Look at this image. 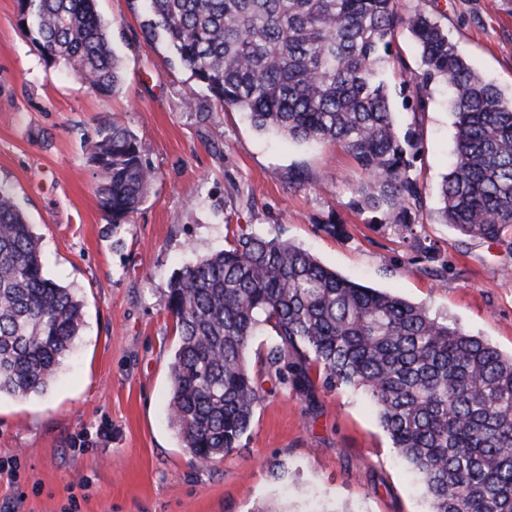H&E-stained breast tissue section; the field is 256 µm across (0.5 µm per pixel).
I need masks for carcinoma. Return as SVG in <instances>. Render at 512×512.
I'll return each instance as SVG.
<instances>
[{
	"mask_svg": "<svg viewBox=\"0 0 512 512\" xmlns=\"http://www.w3.org/2000/svg\"><path fill=\"white\" fill-rule=\"evenodd\" d=\"M144 39L162 41L224 108L298 142L336 144L363 172L350 207L378 224H417V130L400 131L386 68L404 27L419 66L401 91L423 112L432 87L453 92L455 151L439 190L442 223L512 254V98L460 54L441 19L401 0H144ZM20 28L48 66L94 94L116 92L121 60L96 0H17ZM91 161L113 226L145 202L154 172L117 119L98 129ZM178 341L170 418L183 447L213 464L238 448L264 382L305 397L363 390L393 448L417 472L431 512H512V356L429 310L338 275L312 253L244 229L200 256L167 290ZM83 327V303L47 277L42 244L0 182V395L44 393ZM275 336L260 374L247 351Z\"/></svg>",
	"mask_w": 512,
	"mask_h": 512,
	"instance_id": "obj_1",
	"label": "carcinoma"
}]
</instances>
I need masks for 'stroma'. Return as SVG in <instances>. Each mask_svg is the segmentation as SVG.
I'll use <instances>...</instances> for the list:
<instances>
[{"instance_id":"35a3bbf8","label":"stroma","mask_w":512,"mask_h":512,"mask_svg":"<svg viewBox=\"0 0 512 512\" xmlns=\"http://www.w3.org/2000/svg\"><path fill=\"white\" fill-rule=\"evenodd\" d=\"M466 60L512 95V0H438ZM124 81L109 95L46 66L23 36L16 0H0V182L42 238L48 277L73 288L84 325L48 390L0 396V512H429L417 477L357 391L314 383L308 398L276 388L248 433L214 465L196 461L169 422L176 341L166 308L172 274L222 249L245 225L311 251L362 285L512 354V255L442 224L438 186L452 161L454 117L433 88L415 114L388 75L399 128L422 145L414 173L422 223L374 224L348 202L360 172L333 144L257 132L222 110L163 45L148 46L138 0H97ZM119 118L154 172L145 203L113 227L99 207L91 145ZM302 172L301 184L289 182Z\"/></svg>"}]
</instances>
